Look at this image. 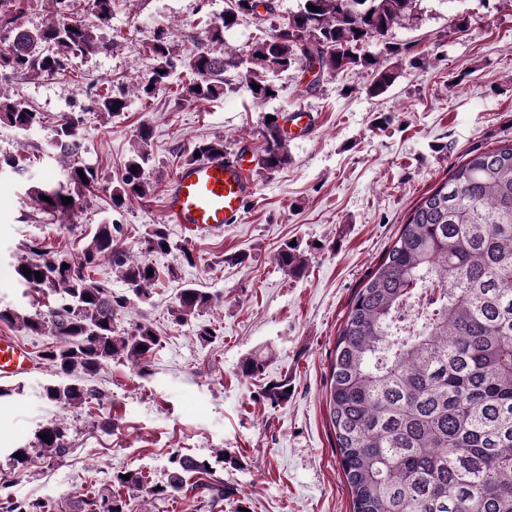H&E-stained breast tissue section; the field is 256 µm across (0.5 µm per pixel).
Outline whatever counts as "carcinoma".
<instances>
[{
  "instance_id": "cac0c4a2",
  "label": "carcinoma",
  "mask_w": 512,
  "mask_h": 512,
  "mask_svg": "<svg viewBox=\"0 0 512 512\" xmlns=\"http://www.w3.org/2000/svg\"><path fill=\"white\" fill-rule=\"evenodd\" d=\"M14 2L0 0V29L11 33L0 41V68L16 72H70L75 59L98 49L93 29L112 21V0H86L89 18L51 17L29 31L18 23ZM309 4L319 11L308 9ZM416 8V0H303L298 11L269 35L254 39L244 54L224 42L230 27L222 15L188 58L193 79L182 96L205 101L224 95V72L232 68L243 71L253 99H274L278 88L270 76L299 66L316 72L308 92L327 72L369 70L373 79L366 91L378 97L397 79L391 60L408 52L387 37L395 26L416 19ZM373 41L381 43L382 54L363 50ZM149 56L153 66L140 87L146 99L168 83L177 66L165 33L150 45ZM254 83L259 90L252 88ZM90 107L114 117L124 112L127 101L109 91L94 95ZM40 121V113L24 99L0 94V122L24 132ZM81 124L79 116H62L55 139L61 154H76ZM261 136L257 169L272 174L287 166L288 139L279 121L263 123ZM152 138L153 128L141 125L124 173L112 186L113 207L148 195L145 170ZM193 151L200 159L236 156L222 138L202 140ZM98 179L96 168L75 162L67 168L66 185L34 187L31 197L41 210L64 214L70 205L62 199L92 188ZM118 233L116 224H99L75 254L49 251L33 241L26 246L30 258L13 266L23 295L59 293L44 312L28 315L0 307V324H18L28 336H52L40 357L63 381L43 388L50 401L81 405L93 398L88 382L114 360L147 372L160 345L149 323L119 332L117 316L129 298L113 296L109 279L92 277L101 261L141 301L162 275H175L172 268L161 270L151 256L175 252L181 262L193 264L190 246L173 242L164 224L145 230L141 259L116 247ZM276 263L293 275L302 271L300 251L286 243L277 251ZM25 266L31 269L28 276ZM215 303L208 291L188 285L175 297L170 316L186 325ZM264 372L259 358L240 365L246 380ZM260 396L272 406L283 404L288 380L264 384ZM326 403L351 512H512V143L468 152L411 209L340 327ZM38 434L35 448L44 455L53 459L66 454L67 433L59 424L49 423ZM171 463L170 479L159 493L181 490L188 474H212L206 459L177 454ZM112 481L134 491L142 477L126 469L113 473ZM195 489L208 501L228 497L219 479ZM128 506L124 498L101 495L87 500L81 512H128Z\"/></svg>"
}]
</instances>
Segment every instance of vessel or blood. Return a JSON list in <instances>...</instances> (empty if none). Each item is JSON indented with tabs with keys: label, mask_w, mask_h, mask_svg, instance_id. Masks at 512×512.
<instances>
[{
	"label": "vessel or blood",
	"mask_w": 512,
	"mask_h": 512,
	"mask_svg": "<svg viewBox=\"0 0 512 512\" xmlns=\"http://www.w3.org/2000/svg\"><path fill=\"white\" fill-rule=\"evenodd\" d=\"M254 185L241 160L212 157L181 166L168 183L164 216L168 223L204 234L239 224ZM33 361L28 346L14 337L0 336V378L28 373Z\"/></svg>",
	"instance_id": "obj_1"
}]
</instances>
